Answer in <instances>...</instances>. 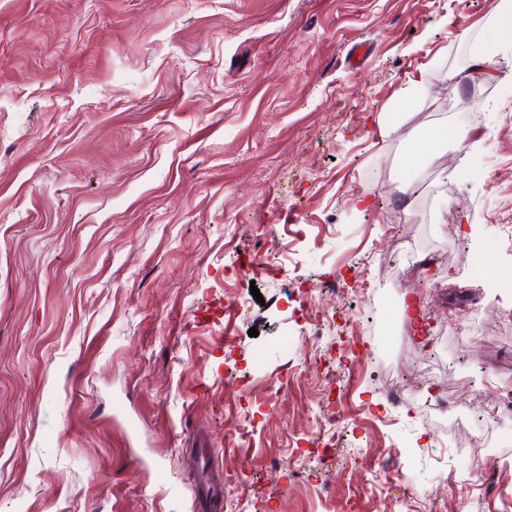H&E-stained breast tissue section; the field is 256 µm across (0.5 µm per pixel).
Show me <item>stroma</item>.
Returning <instances> with one entry per match:
<instances>
[{"mask_svg": "<svg viewBox=\"0 0 512 512\" xmlns=\"http://www.w3.org/2000/svg\"><path fill=\"white\" fill-rule=\"evenodd\" d=\"M491 2L0 0V512H512L445 429L512 400Z\"/></svg>", "mask_w": 512, "mask_h": 512, "instance_id": "35a3bbf8", "label": "stroma"}]
</instances>
